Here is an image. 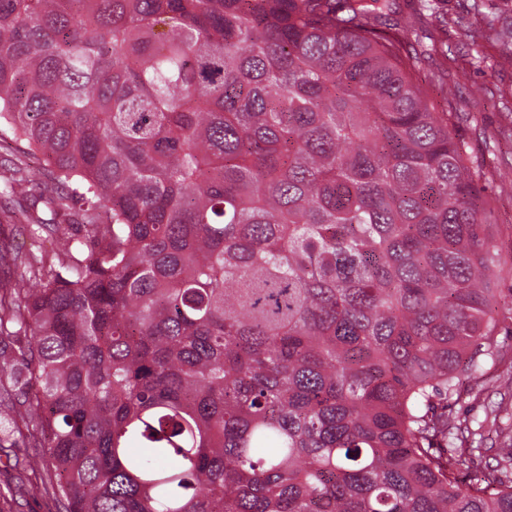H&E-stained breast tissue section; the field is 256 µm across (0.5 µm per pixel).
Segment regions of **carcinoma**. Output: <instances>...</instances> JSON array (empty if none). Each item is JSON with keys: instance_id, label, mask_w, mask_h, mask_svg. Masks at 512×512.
<instances>
[{"instance_id": "cac0c4a2", "label": "carcinoma", "mask_w": 512, "mask_h": 512, "mask_svg": "<svg viewBox=\"0 0 512 512\" xmlns=\"http://www.w3.org/2000/svg\"><path fill=\"white\" fill-rule=\"evenodd\" d=\"M392 0H0V361L64 512H512L448 417L500 354L482 171ZM77 231H71V228ZM18 158L24 162L32 171L40 170L45 167L46 159L37 152H29L21 155L18 144L10 137H0V171L9 168ZM2 166V167H1ZM0 224L1 237H7L17 251L38 259L43 256L47 264H57L54 239L45 236L41 239L29 238L22 230V225L27 224L25 215L18 211L17 206L8 204L4 199H0Z\"/></svg>"}]
</instances>
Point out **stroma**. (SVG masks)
<instances>
[{
    "instance_id": "obj_1",
    "label": "stroma",
    "mask_w": 512,
    "mask_h": 512,
    "mask_svg": "<svg viewBox=\"0 0 512 512\" xmlns=\"http://www.w3.org/2000/svg\"><path fill=\"white\" fill-rule=\"evenodd\" d=\"M397 10L414 19L408 41L421 58L420 76L433 84L437 103L458 115L456 130L469 159L483 173L491 204L489 219L499 228L512 224V67L500 64L508 48L494 35L512 22V0H396ZM26 217L0 199V235L22 254L56 260L53 238L32 239L22 227ZM501 357L477 381L465 382L448 414L482 426L481 463L463 470V481H492L499 472L495 456L512 446V399L502 383L512 376V327L499 332ZM21 427L17 446L0 452V512H61L46 471L28 466L40 433L26 426L23 407L13 409Z\"/></svg>"
}]
</instances>
